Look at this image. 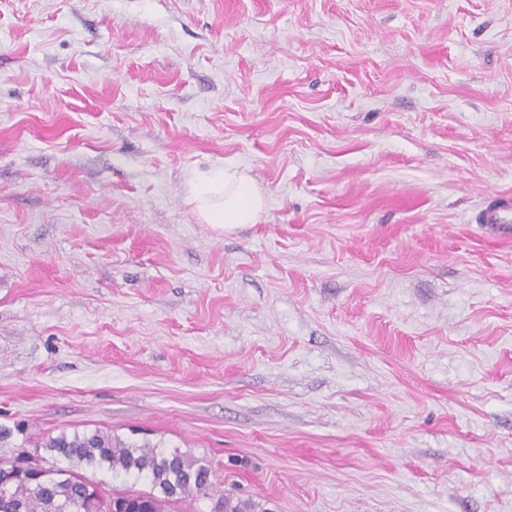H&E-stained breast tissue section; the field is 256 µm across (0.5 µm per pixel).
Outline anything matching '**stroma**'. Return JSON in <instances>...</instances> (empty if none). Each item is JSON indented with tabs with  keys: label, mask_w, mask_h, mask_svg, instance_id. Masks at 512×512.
Returning a JSON list of instances; mask_svg holds the SVG:
<instances>
[{
	"label": "stroma",
	"mask_w": 512,
	"mask_h": 512,
	"mask_svg": "<svg viewBox=\"0 0 512 512\" xmlns=\"http://www.w3.org/2000/svg\"><path fill=\"white\" fill-rule=\"evenodd\" d=\"M233 165L257 223L191 201ZM512 0H0V425L269 512H512ZM477 224H485L488 229L509 234L512 224V203L507 199H499L495 195L490 204L476 218Z\"/></svg>",
	"instance_id": "35a3bbf8"
}]
</instances>
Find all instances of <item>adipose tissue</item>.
Masks as SVG:
<instances>
[{
    "mask_svg": "<svg viewBox=\"0 0 512 512\" xmlns=\"http://www.w3.org/2000/svg\"><path fill=\"white\" fill-rule=\"evenodd\" d=\"M194 201L206 224H253L267 205L262 189L244 171L234 167L209 174L198 182Z\"/></svg>",
    "mask_w": 512,
    "mask_h": 512,
    "instance_id": "ef3b65f1",
    "label": "adipose tissue"
}]
</instances>
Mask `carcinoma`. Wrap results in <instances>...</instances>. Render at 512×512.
<instances>
[{"mask_svg":"<svg viewBox=\"0 0 512 512\" xmlns=\"http://www.w3.org/2000/svg\"><path fill=\"white\" fill-rule=\"evenodd\" d=\"M49 456L37 455L42 467L28 470L19 465L0 470V512H172L189 498L205 495L213 487L211 466L178 450L166 451L149 444L127 443L95 430L71 435L61 432L43 443ZM105 469L112 478L145 479L148 491L110 489L58 459ZM214 512H267L251 499L224 496Z\"/></svg>","mask_w":512,"mask_h":512,"instance_id":"1","label":"carcinoma"}]
</instances>
